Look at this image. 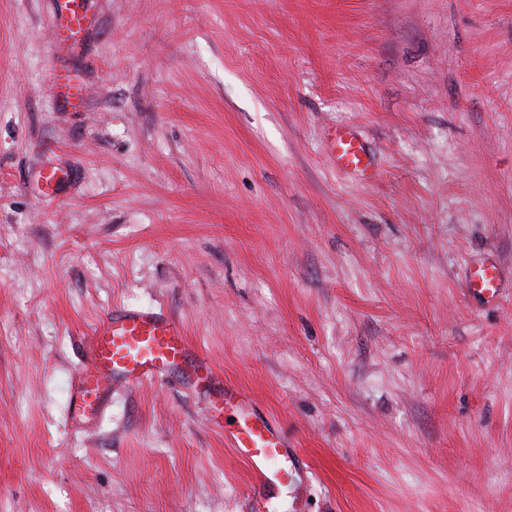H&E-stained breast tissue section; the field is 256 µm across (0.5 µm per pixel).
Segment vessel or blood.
<instances>
[{
	"instance_id": "b4317fda",
	"label": "vessel or blood",
	"mask_w": 512,
	"mask_h": 512,
	"mask_svg": "<svg viewBox=\"0 0 512 512\" xmlns=\"http://www.w3.org/2000/svg\"><path fill=\"white\" fill-rule=\"evenodd\" d=\"M333 159L337 168L362 181L376 176L365 143L352 128L334 131ZM498 288L497 266H479L471 292L493 297ZM162 376L174 377L187 393L205 398L208 422L223 431L225 445L250 471V512H269L267 488L295 480L291 449L276 426L250 407L247 394L193 350L181 324L164 312L115 307L107 313L90 340L79 374L76 410L82 415L98 413L112 384L139 386Z\"/></svg>"
}]
</instances>
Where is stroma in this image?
<instances>
[{
    "instance_id": "obj_1",
    "label": "stroma",
    "mask_w": 512,
    "mask_h": 512,
    "mask_svg": "<svg viewBox=\"0 0 512 512\" xmlns=\"http://www.w3.org/2000/svg\"><path fill=\"white\" fill-rule=\"evenodd\" d=\"M65 3L0 0V512H247L179 386L74 417L116 306L299 449L275 512H512V0H80L63 41ZM55 85L72 105L79 106L83 103L85 92L83 87L74 82L68 75L59 73L55 77ZM332 146L337 168L347 171L363 182L375 179L376 173L365 143L352 128H336ZM499 288V270L495 264H484L473 274L470 290L476 295L495 297Z\"/></svg>"
}]
</instances>
